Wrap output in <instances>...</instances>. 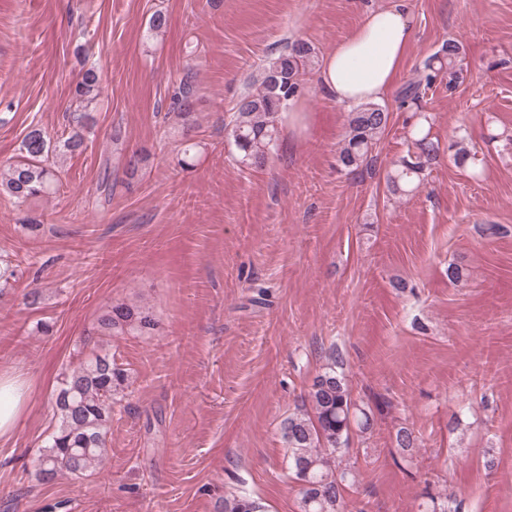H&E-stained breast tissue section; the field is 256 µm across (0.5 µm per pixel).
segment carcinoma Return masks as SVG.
<instances>
[{
    "mask_svg": "<svg viewBox=\"0 0 512 512\" xmlns=\"http://www.w3.org/2000/svg\"><path fill=\"white\" fill-rule=\"evenodd\" d=\"M313 58L314 49L307 42L289 43L262 66L255 90L238 100L228 126L241 167L259 168L268 161L277 146L280 115L301 93V71ZM445 69L451 89L462 79L460 44L454 40L424 63L426 74L403 89V98L419 99ZM74 93L87 103L100 95L94 69L83 74ZM390 118L388 109L376 102L360 103L353 109L339 152L343 167L356 169L368 161ZM23 151L21 160L0 173V190L27 201L56 188L58 177L49 163L54 148L42 132L31 131L23 141ZM436 152L437 144L425 123L416 124L410 132L406 155L394 161L388 173L390 191L399 195L417 192L424 185L427 164ZM153 327L149 310L127 305L111 307L98 322L101 334L113 336L127 330L147 333ZM126 381V374L110 354H96L63 373L54 402L57 426L36 461L35 475L40 483H53L62 475L79 478L101 467L106 435L112 425V404ZM308 402L310 409L288 416L283 426L289 463L300 485L301 512H342L344 487L354 474L353 467L342 464L340 456L351 425L367 433L374 426V414L353 399L340 371L336 349L329 350L327 364L315 378ZM417 440L408 427L401 426L395 432L396 448L404 454L415 450ZM224 512L265 510L257 499L230 494L224 497Z\"/></svg>",
    "mask_w": 512,
    "mask_h": 512,
    "instance_id": "1",
    "label": "carcinoma"
}]
</instances>
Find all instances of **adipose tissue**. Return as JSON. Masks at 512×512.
<instances>
[{
    "mask_svg": "<svg viewBox=\"0 0 512 512\" xmlns=\"http://www.w3.org/2000/svg\"><path fill=\"white\" fill-rule=\"evenodd\" d=\"M413 37L410 17L402 6L370 12L320 66L319 78L337 104L380 100L392 86Z\"/></svg>",
    "mask_w": 512,
    "mask_h": 512,
    "instance_id": "adipose-tissue-1",
    "label": "adipose tissue"
}]
</instances>
